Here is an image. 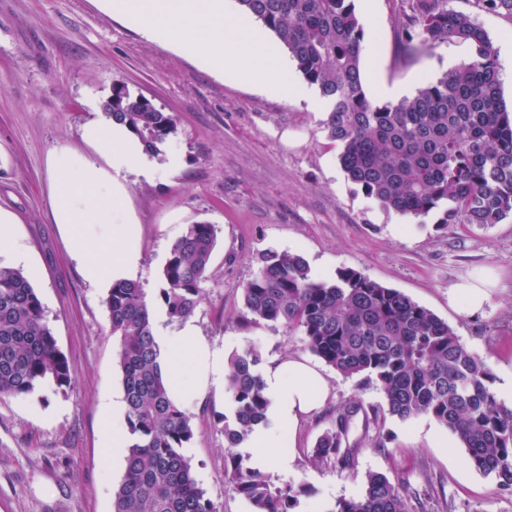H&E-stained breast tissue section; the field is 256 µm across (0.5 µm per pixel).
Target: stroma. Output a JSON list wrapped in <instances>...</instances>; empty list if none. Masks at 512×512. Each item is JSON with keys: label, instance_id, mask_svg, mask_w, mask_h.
<instances>
[{"label": "stroma", "instance_id": "stroma-1", "mask_svg": "<svg viewBox=\"0 0 512 512\" xmlns=\"http://www.w3.org/2000/svg\"><path fill=\"white\" fill-rule=\"evenodd\" d=\"M371 6L363 54L373 55L384 85L410 92L468 62L472 49L451 40L433 53H410L401 42L402 0H355ZM498 46L501 90L512 105V16L480 0H450ZM121 82L176 117L152 182L127 178V205L139 225L137 277L156 298L171 244L186 225L206 221L217 246L193 315L198 335L225 356L254 351L260 366L304 357L324 375L326 404L298 427L293 461L262 465L275 483L304 486L294 512H335L361 494L368 473L409 480L425 512H512V495L467 460L456 436L429 416H390L375 383L346 378L309 350L301 332L247 323L243 288L268 251L302 256L314 280L331 282L353 269L395 289L447 322L489 369L500 392L512 376V217L501 223L442 224L381 207L348 181L340 149L324 132L325 113L221 78L174 47L148 41L97 0H0V209L16 235L72 386L48 385L24 398H0V512H112L125 465L104 448V408L123 394L104 289L92 286L53 224L48 157L61 146L83 149L84 126L104 121L101 103ZM179 156L170 166L168 154ZM493 272L484 309L465 314L448 303L449 288L477 272ZM360 404L345 443L357 448L352 467L318 462V438L339 410ZM196 426L187 448L196 479L223 512H250L224 475V432L215 415L231 414L228 393L187 404ZM447 447H438L437 437Z\"/></svg>", "mask_w": 512, "mask_h": 512}]
</instances>
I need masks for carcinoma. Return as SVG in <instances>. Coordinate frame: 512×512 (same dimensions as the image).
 Instances as JSON below:
<instances>
[{
    "label": "carcinoma",
    "mask_w": 512,
    "mask_h": 512,
    "mask_svg": "<svg viewBox=\"0 0 512 512\" xmlns=\"http://www.w3.org/2000/svg\"><path fill=\"white\" fill-rule=\"evenodd\" d=\"M241 13L273 33L304 80L329 99L327 138L339 146L347 179L386 209L440 224H498L512 217V110L503 102L497 49L469 15L448 0H411L401 21L406 48L432 52L452 39L469 43L470 61L441 73L413 97L378 102L361 74L363 27L354 0H237ZM153 156L176 131L172 113L115 83L101 104ZM217 244L215 225L195 222L171 246L159 300L168 318H190L199 303ZM255 323L299 330L309 350L345 377L376 381L392 417H433L465 448L468 461L512 493V406L490 390L491 374L448 323L403 293L353 269L333 282L312 279L298 254L269 252L243 288ZM132 444L113 512H221L198 485L183 449L195 438L192 417L169 398L146 293L132 280L112 283L104 299ZM252 351L233 355L224 373L234 418L221 416L226 476L253 512H293L297 491L279 485L235 452L265 421L268 400ZM50 382L71 386L42 301L24 272L0 266V395L21 397ZM358 405L343 408L320 436L315 458L344 468L356 448L343 447ZM403 483L370 473L364 491L341 499L336 512H422Z\"/></svg>",
    "instance_id": "obj_1"
}]
</instances>
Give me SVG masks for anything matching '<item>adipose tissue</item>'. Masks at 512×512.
<instances>
[{
	"instance_id": "ef3b65f1",
	"label": "adipose tissue",
	"mask_w": 512,
	"mask_h": 512,
	"mask_svg": "<svg viewBox=\"0 0 512 512\" xmlns=\"http://www.w3.org/2000/svg\"><path fill=\"white\" fill-rule=\"evenodd\" d=\"M106 12L138 26L152 41L174 46L195 57L211 71L257 87L284 99L307 100L324 111V98L311 96L295 81L278 46L265 31L246 17H224V0H98ZM84 150L58 149L53 157V220L69 233L72 252L81 263L84 278L101 288L133 279L141 263L138 227L125 209L126 174L146 181L159 171L144 145L127 126L106 121L87 124L82 132ZM112 255L101 260L105 245ZM494 277L485 276L454 284L449 303L466 314L482 310ZM160 349V368L172 398L181 404L220 393L224 386V352L200 339L192 322L177 330L154 324ZM270 401L266 420L250 435L251 447L265 457L289 464V442L300 420L318 410L328 389L324 375L307 360L291 357L267 366L263 374Z\"/></svg>"
}]
</instances>
